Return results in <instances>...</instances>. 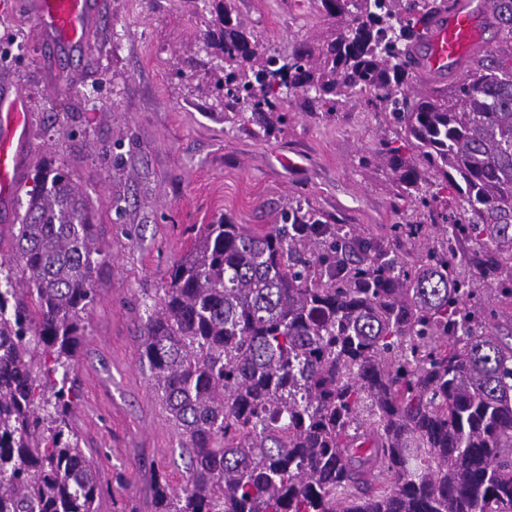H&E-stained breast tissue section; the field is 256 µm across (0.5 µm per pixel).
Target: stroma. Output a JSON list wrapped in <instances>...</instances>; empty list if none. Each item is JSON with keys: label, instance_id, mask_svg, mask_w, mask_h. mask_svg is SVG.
Segmentation results:
<instances>
[{"label": "stroma", "instance_id": "1", "mask_svg": "<svg viewBox=\"0 0 512 512\" xmlns=\"http://www.w3.org/2000/svg\"><path fill=\"white\" fill-rule=\"evenodd\" d=\"M234 4L272 55L291 54L325 27L315 0ZM211 8L210 0H101L95 33L74 49L38 36L26 0H0V46L19 47L0 75L22 87L31 128L22 188L0 208V264H15L9 240L25 215L24 188L47 161L71 172L103 251L74 399L82 446L106 479L101 512H152L158 477L173 492L185 485L187 439L157 395L140 334L150 297L200 225L222 219L261 232L298 200L330 224L377 239L405 221L391 207V170L362 162L394 138L392 119L361 96H349L330 119L308 116L292 100L287 123L270 138L210 114L196 63Z\"/></svg>", "mask_w": 512, "mask_h": 512}]
</instances>
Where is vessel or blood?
Here are the masks:
<instances>
[{
	"mask_svg": "<svg viewBox=\"0 0 512 512\" xmlns=\"http://www.w3.org/2000/svg\"><path fill=\"white\" fill-rule=\"evenodd\" d=\"M482 7L481 0H457L424 30L420 68L429 78H442L478 46ZM31 12L38 33L51 43L82 47L96 23L99 4L97 0H33ZM26 110V98L17 83L0 80V112H6L12 124L9 137L0 139L2 204L9 203L17 189L21 151L29 138Z\"/></svg>",
	"mask_w": 512,
	"mask_h": 512,
	"instance_id": "vessel-or-blood-1",
	"label": "vessel or blood"
}]
</instances>
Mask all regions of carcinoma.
I'll use <instances>...</instances> for the list:
<instances>
[{"instance_id": "obj_1", "label": "carcinoma", "mask_w": 512, "mask_h": 512, "mask_svg": "<svg viewBox=\"0 0 512 512\" xmlns=\"http://www.w3.org/2000/svg\"><path fill=\"white\" fill-rule=\"evenodd\" d=\"M318 4L322 36L279 60L217 0L211 109L269 136L299 92L309 116L368 95L399 125L374 153L393 209L421 220L378 243L299 201L262 233L200 227L142 328L189 439L185 487L156 483L154 512H512V0L467 77L419 97L413 48L451 0ZM27 197L22 282L0 284V512H100L70 413L102 251L64 167Z\"/></svg>"}]
</instances>
